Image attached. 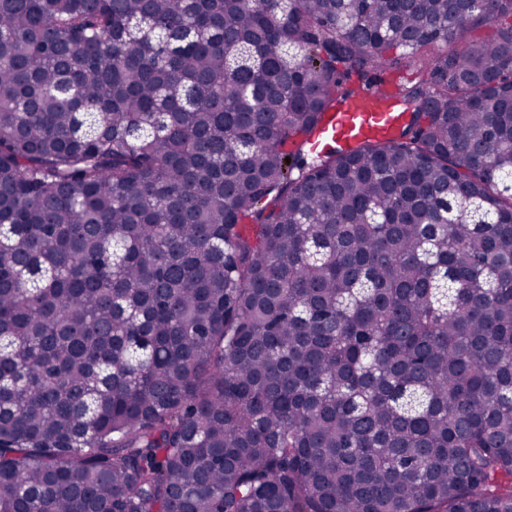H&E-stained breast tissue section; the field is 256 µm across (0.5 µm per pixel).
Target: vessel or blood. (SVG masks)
Masks as SVG:
<instances>
[{
	"label": "vessel or blood",
	"mask_w": 512,
	"mask_h": 512,
	"mask_svg": "<svg viewBox=\"0 0 512 512\" xmlns=\"http://www.w3.org/2000/svg\"><path fill=\"white\" fill-rule=\"evenodd\" d=\"M407 120V113L402 112L395 98L358 92L325 115L311 150L318 155L330 150L346 152L368 141L386 140L394 137Z\"/></svg>",
	"instance_id": "vessel-or-blood-1"
}]
</instances>
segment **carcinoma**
<instances>
[{
    "label": "carcinoma",
    "instance_id": "cac0c4a2",
    "mask_svg": "<svg viewBox=\"0 0 512 512\" xmlns=\"http://www.w3.org/2000/svg\"><path fill=\"white\" fill-rule=\"evenodd\" d=\"M398 2L0 0V512H512V0ZM408 115L393 97L357 92L325 115L311 150L316 155L346 152L368 141L390 139L406 124Z\"/></svg>",
    "mask_w": 512,
    "mask_h": 512
}]
</instances>
